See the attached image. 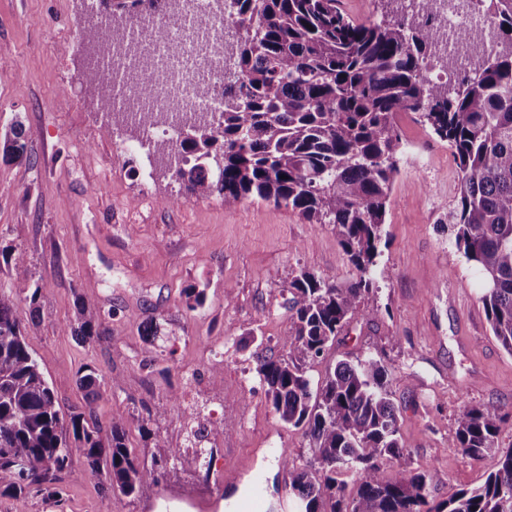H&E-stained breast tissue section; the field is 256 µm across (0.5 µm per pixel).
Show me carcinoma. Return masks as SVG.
I'll return each instance as SVG.
<instances>
[{
    "instance_id": "1",
    "label": "carcinoma",
    "mask_w": 512,
    "mask_h": 512,
    "mask_svg": "<svg viewBox=\"0 0 512 512\" xmlns=\"http://www.w3.org/2000/svg\"><path fill=\"white\" fill-rule=\"evenodd\" d=\"M115 28L93 25L82 38L109 50L116 26L131 15L161 17L177 0H107ZM339 0H229L236 28L237 75L224 82V111L183 127L175 146L155 144L162 155L177 150L171 177L192 196L218 194L224 207L257 199L290 208L312 224H331L357 276L338 285L310 271L288 283L291 326L280 354L259 358L256 373L281 422L304 430L313 460L282 462L297 512H512V448L498 444L509 412L488 402L465 407L453 443L474 459H496L485 483L436 506L438 474L411 469L396 481L386 466L404 458L391 371L379 356L346 357L315 384L307 364L320 357L373 291L378 244L404 146L401 112L417 115L448 142L461 173L451 235L455 247L482 275V302L493 336L512 354V0H482L489 20L470 29L479 49L493 34L500 51L452 84L436 82L428 67L443 65L439 31L413 23L386 0L379 22H357ZM168 115L144 110L134 129L163 125ZM3 157L29 159L19 137L3 144ZM17 279L31 277L26 252L0 250ZM47 289L35 283L17 298L0 289V496L25 505L32 494L62 499L60 474L75 454L110 491L136 498L158 482V466L177 460L210 465L213 450L184 456L147 420L138 430L154 441L152 464L139 462L122 417L103 429L93 412L62 413L54 391L30 350L23 309L39 311ZM74 335L96 344L111 339L104 321L78 303ZM79 387L90 397L99 374L86 368Z\"/></svg>"
}]
</instances>
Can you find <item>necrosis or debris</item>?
<instances>
[{
	"label": "necrosis or debris",
	"mask_w": 512,
	"mask_h": 512,
	"mask_svg": "<svg viewBox=\"0 0 512 512\" xmlns=\"http://www.w3.org/2000/svg\"><path fill=\"white\" fill-rule=\"evenodd\" d=\"M433 23L443 35L442 52L448 68L440 77L458 78L470 71L471 62L458 46V33L464 28L485 26L482 9L462 11L459 0H437ZM232 18L221 0H184L175 15L153 22L141 16L128 18L121 27L124 40L136 47L137 57L116 51L96 63L99 74L112 86V109L135 119L144 105L158 112L216 113L223 111L220 89L233 72L225 54L215 53L216 38L230 35ZM150 64L155 81L140 82L143 64ZM209 83L214 92L206 98L196 93L199 83Z\"/></svg>",
	"instance_id": "necrosis-or-debris-1"
}]
</instances>
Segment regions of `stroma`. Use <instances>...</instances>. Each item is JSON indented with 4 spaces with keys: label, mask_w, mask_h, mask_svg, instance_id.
Segmentation results:
<instances>
[{
    "label": "stroma",
    "mask_w": 512,
    "mask_h": 512,
    "mask_svg": "<svg viewBox=\"0 0 512 512\" xmlns=\"http://www.w3.org/2000/svg\"><path fill=\"white\" fill-rule=\"evenodd\" d=\"M81 0H0V139L21 132L30 160L0 158V244L22 248L31 279L0 270V288L25 296L47 289L27 321L31 350L63 413L92 407L102 425L136 414L170 446L184 422L171 394L230 427L209 434V469L166 466L135 500L105 496L80 456L62 474V503L40 496L25 506L0 497V512H195L194 502L225 499L227 478L258 464L269 499L289 496L279 460L311 456L302 430L282 423L256 371L291 325L287 287L300 269L343 283L356 275L331 225L247 200L225 208L219 195L181 197L170 176L144 179L139 154L120 150L129 135L105 131L81 37ZM405 146L387 203L386 234L364 314L310 363L319 376L335 361L376 353L392 372L409 454L386 469L397 479L421 465L438 481L431 503L485 482L494 458L451 447L456 416L468 405L512 407V355L492 335L483 280L450 241L447 225L460 172L447 142L413 115H400ZM205 291L190 308L185 290ZM232 295H225V286ZM85 299L112 332L109 342L72 336ZM158 325L147 338L149 325ZM104 379L87 402L85 367Z\"/></svg>",
    "instance_id": "obj_1"
}]
</instances>
